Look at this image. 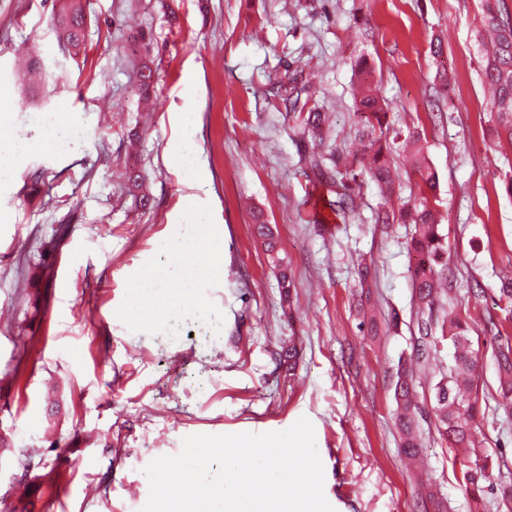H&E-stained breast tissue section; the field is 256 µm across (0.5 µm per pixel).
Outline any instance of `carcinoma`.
<instances>
[{"label":"carcinoma","instance_id":"cac0c4a2","mask_svg":"<svg viewBox=\"0 0 512 512\" xmlns=\"http://www.w3.org/2000/svg\"><path fill=\"white\" fill-rule=\"evenodd\" d=\"M58 44L62 50L79 48L85 38L86 17L79 0H70L67 10L52 18ZM483 28L491 37V50L482 64L485 83L493 92L496 119L512 143V17L488 9L483 14ZM357 76L354 92V114L361 124L360 145L363 150L362 170L390 196L395 190L389 155L393 151L413 148L411 166L420 178L418 193L394 209L379 207L372 215L373 223L388 230L395 224H412L414 233L407 241L412 260L410 279L416 299L414 345L409 362L396 372L394 400L397 425L403 436L402 452L408 459L420 452V425L423 406L414 391L415 368L425 363L432 352L448 342L450 362L430 385L434 405L432 410L438 432L454 449L476 450L479 412L476 372L478 361L471 347L468 326L448 311L443 297L450 295L448 281V246L439 232L436 209L438 176L426 156V139L417 128H394L387 122V109L369 85L370 66L364 56L354 65ZM157 79L156 70L145 65L139 75V91L145 96ZM312 82L302 70L284 68L270 77L266 98L278 100V105L293 119V131L302 142L323 139L327 116L317 106H308L312 98ZM307 163L317 179L336 188V201L330 203L336 218L345 222L357 212L356 195L350 183L358 174L353 163L338 150L328 154L313 151ZM493 358L496 362L500 395L512 402V336L495 337ZM489 456L483 463L467 465L462 471L466 489L479 500L487 491Z\"/></svg>","mask_w":512,"mask_h":512}]
</instances>
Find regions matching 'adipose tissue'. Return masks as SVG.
<instances>
[{"label": "adipose tissue", "instance_id": "ef3b65f1", "mask_svg": "<svg viewBox=\"0 0 512 512\" xmlns=\"http://www.w3.org/2000/svg\"><path fill=\"white\" fill-rule=\"evenodd\" d=\"M73 136L71 124L65 113H51L38 141L23 138H0V174L15 171L18 161L32 149L45 152H59L65 149ZM221 247V239L213 224L198 211L192 212L190 227L186 235L180 238H165L159 241L160 252L171 256L173 268L158 267L148 270L137 282L138 288L146 294L159 298L163 295L168 277H176L183 292L180 302H190L196 282L204 272L201 257Z\"/></svg>", "mask_w": 512, "mask_h": 512}]
</instances>
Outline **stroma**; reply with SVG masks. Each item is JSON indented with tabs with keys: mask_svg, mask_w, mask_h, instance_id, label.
Segmentation results:
<instances>
[{
	"mask_svg": "<svg viewBox=\"0 0 512 512\" xmlns=\"http://www.w3.org/2000/svg\"><path fill=\"white\" fill-rule=\"evenodd\" d=\"M67 2L0 0L5 135L38 139L48 112L67 113L78 131L67 151L32 149L0 178V512L139 510L144 467L177 454L185 436L283 431L302 417L335 512H416L431 491L443 512H500L494 494H467L434 416L420 422L415 468L402 464L393 383L413 345L412 225L375 228L382 198L364 176L354 220L316 223L313 206L335 195L265 96L284 66L313 71L312 101L330 114L323 148L354 155L352 65L364 55L389 123L424 129L452 303L483 358L478 421L491 479L512 481V412L490 347L494 334L512 336L499 299L512 275V143L495 131L481 74L485 0H81L85 42L69 53L51 26ZM28 56L44 69L25 90ZM147 60L158 79L144 100L136 85ZM187 124L192 179L174 163ZM132 167L141 189L123 178ZM140 193L149 207L136 206ZM190 205L223 239L201 258L196 306L136 297L144 271L171 264L156 243L186 231ZM259 216L288 265L289 292L255 233ZM362 260L371 264L363 312ZM137 303L152 306L150 319L131 314ZM393 312L397 326L378 336L359 327L362 314ZM290 342L287 368L276 357Z\"/></svg>",
	"mask_w": 512,
	"mask_h": 512,
	"instance_id": "stroma-1",
	"label": "stroma"
}]
</instances>
